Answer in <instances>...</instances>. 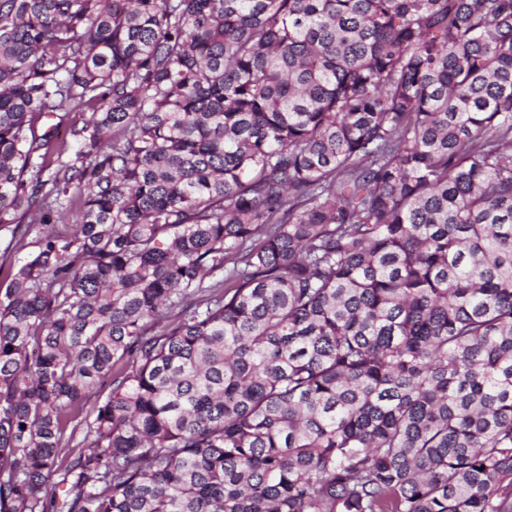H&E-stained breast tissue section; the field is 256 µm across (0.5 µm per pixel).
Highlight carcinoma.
Here are the masks:
<instances>
[{
    "instance_id": "cac0c4a2",
    "label": "carcinoma",
    "mask_w": 512,
    "mask_h": 512,
    "mask_svg": "<svg viewBox=\"0 0 512 512\" xmlns=\"http://www.w3.org/2000/svg\"><path fill=\"white\" fill-rule=\"evenodd\" d=\"M22 222L0 512H512V0H0Z\"/></svg>"
}]
</instances>
